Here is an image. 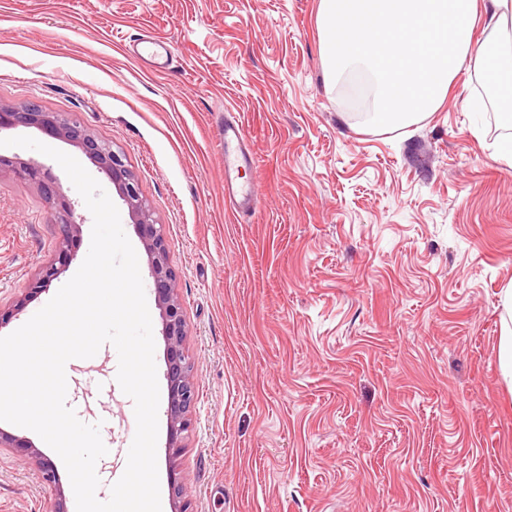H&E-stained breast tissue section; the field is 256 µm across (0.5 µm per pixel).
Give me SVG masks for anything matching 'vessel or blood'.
<instances>
[{"label":"vessel or blood","mask_w":512,"mask_h":512,"mask_svg":"<svg viewBox=\"0 0 512 512\" xmlns=\"http://www.w3.org/2000/svg\"><path fill=\"white\" fill-rule=\"evenodd\" d=\"M224 191L232 200L235 213L245 214L254 209L258 193L253 184L241 181V169L251 166L253 157L246 143L242 124L232 114L224 116Z\"/></svg>","instance_id":"vessel-or-blood-1"}]
</instances>
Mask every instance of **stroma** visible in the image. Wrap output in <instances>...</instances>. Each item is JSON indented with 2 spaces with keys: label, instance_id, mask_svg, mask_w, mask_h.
I'll use <instances>...</instances> for the list:
<instances>
[{
  "label": "stroma",
  "instance_id": "1",
  "mask_svg": "<svg viewBox=\"0 0 512 512\" xmlns=\"http://www.w3.org/2000/svg\"><path fill=\"white\" fill-rule=\"evenodd\" d=\"M320 0H0V101L78 120L120 151L179 283L197 400L182 452L191 512H512V167L484 80L365 124L321 54ZM153 39L159 65L136 55ZM486 97L485 111L468 108ZM252 149L254 212L224 203L225 112ZM37 184L0 175V304L52 263ZM123 474L133 400L73 373ZM0 450V512L66 496ZM502 306L505 314L502 315V348L501 361L506 378L512 381V286L503 290Z\"/></svg>",
  "mask_w": 512,
  "mask_h": 512
}]
</instances>
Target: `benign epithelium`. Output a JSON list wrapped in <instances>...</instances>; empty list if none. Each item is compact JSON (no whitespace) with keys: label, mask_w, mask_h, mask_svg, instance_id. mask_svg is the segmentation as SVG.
<instances>
[{"label":"benign epithelium","mask_w":512,"mask_h":512,"mask_svg":"<svg viewBox=\"0 0 512 512\" xmlns=\"http://www.w3.org/2000/svg\"><path fill=\"white\" fill-rule=\"evenodd\" d=\"M33 128L42 135L80 149L114 185L127 205L132 224L147 256L155 300L160 310L162 335L166 347L167 425L166 452L172 512H189L184 499L183 474L179 458L186 447L191 426L189 413L196 403V380L193 364L185 347L186 320L180 300L177 277L169 264L168 248L162 225L155 222L151 208L141 194L135 175L126 167L112 144L91 134L79 121L59 112H47L36 104L15 106L0 102V132L17 128ZM8 171L14 178L31 181L39 190L48 210L50 223L59 230L57 263L42 269L35 285L25 297L7 308L0 307V327L24 311L31 296L48 290L60 267L73 260L72 247L80 235L84 218L75 215L72 203L64 198L59 186L45 166L35 159L10 161L0 157V173ZM0 448H21L33 459L48 485H56L58 476L51 460L45 458L27 440L0 429Z\"/></svg>","instance_id":"7a95c632"}]
</instances>
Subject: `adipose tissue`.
<instances>
[{"mask_svg":"<svg viewBox=\"0 0 512 512\" xmlns=\"http://www.w3.org/2000/svg\"><path fill=\"white\" fill-rule=\"evenodd\" d=\"M319 27L331 75L373 94L371 125L403 127L436 111L461 69L512 76V0H321Z\"/></svg>","mask_w":512,"mask_h":512,"instance_id":"adipose-tissue-1","label":"adipose tissue"}]
</instances>
